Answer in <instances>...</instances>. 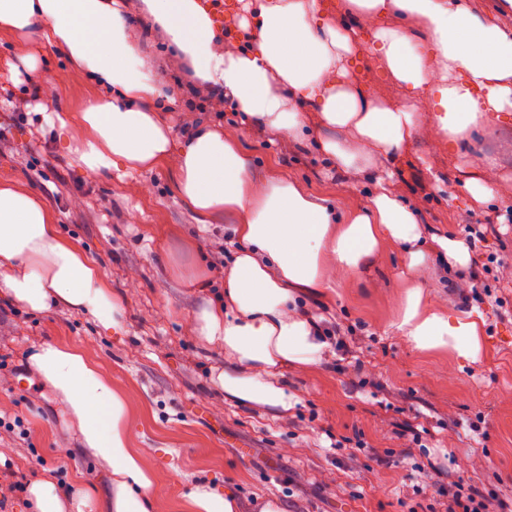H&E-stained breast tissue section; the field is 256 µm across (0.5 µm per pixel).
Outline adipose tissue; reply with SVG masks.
I'll use <instances>...</instances> for the list:
<instances>
[{
	"mask_svg": "<svg viewBox=\"0 0 512 512\" xmlns=\"http://www.w3.org/2000/svg\"><path fill=\"white\" fill-rule=\"evenodd\" d=\"M154 36L174 46L189 85L232 102L238 127L200 126L174 143L156 103L163 95L117 0H0V29L19 34L13 51L27 72L38 69L32 39L61 51L105 96L85 108L77 127L55 121L42 102L36 114L59 139L81 137L80 162L93 175L153 169L176 159L175 188L200 220L228 212L242 247L224 272V302L202 308L195 331L224 351L214 384L244 405L288 412L297 404L285 369L320 366L329 343L298 308L300 292L323 294L341 275L361 271L390 243L404 253V298L390 329L423 353L477 362L486 333L481 314L432 303L419 280L428 260L425 232L376 159L416 136L447 137L455 149L491 113L512 112V30L468 0H349L329 16L320 0H244L233 25L219 29L202 0H143ZM395 15L401 23L383 25ZM371 30L369 50L360 34ZM403 91L400 103L374 96L357 76L364 53ZM428 95L434 123L419 126L416 100ZM318 113L319 149L336 171L370 183L364 202L345 217L325 194L300 180H257L241 142L245 125L271 139H308L302 115ZM0 261L18 264L0 289L33 312L62 304L119 328L121 308L96 263L59 233L54 214L35 197L0 186ZM30 360L62 397L82 442L111 469L114 492L64 505L58 480L44 471L28 494L36 512H150L155 477L130 448L125 399L98 363L75 347L40 345Z\"/></svg>",
	"mask_w": 512,
	"mask_h": 512,
	"instance_id": "ef3b65f1",
	"label": "adipose tissue"
}]
</instances>
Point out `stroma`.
Instances as JSON below:
<instances>
[{
    "label": "stroma",
    "instance_id": "obj_1",
    "mask_svg": "<svg viewBox=\"0 0 512 512\" xmlns=\"http://www.w3.org/2000/svg\"><path fill=\"white\" fill-rule=\"evenodd\" d=\"M141 50L173 92L159 105L175 139L183 137L181 112L189 104L198 123L237 125L232 104L218 119L182 90L184 72L165 43L145 40ZM32 51L38 84L76 123L95 91L60 52L38 41ZM303 120L310 132L303 146L283 148L244 128L252 175L300 179L331 195L342 212L359 205L368 183L324 160L318 113ZM0 127L10 139L0 155V184L16 185L54 213L62 237L85 251L120 294L123 312L121 328L107 330L90 314L66 306L33 312L0 291V418L13 424L25 449L13 464L27 481L50 469L75 493L111 491L109 466L85 447L63 402L30 363L32 349L51 342L104 364L107 384L127 402L130 445L157 476L156 512H192L187 493L197 483L233 491L239 512H261L269 500L283 512H428L439 485L481 487L492 471L503 477L498 497L512 499V319L499 315L512 310V292L502 291L504 306L473 305L449 294L448 269L429 260L420 274L428 297L449 308H478L486 336L475 363L421 354L388 328L402 298L403 258L385 246L360 274L343 276L336 292L304 298L306 309L359 336L362 370L340 373L327 363L289 369L284 383L298 403L288 414L243 405L213 386L224 354L193 328L196 314L224 291L210 250L220 242L233 252L234 215L198 223L174 190L173 167L93 176L49 128L36 143L29 125L1 113ZM488 159L496 164L493 198L478 203L462 188L458 169ZM383 166L433 232L460 236L465 225L498 212L487 235L496 256L492 274L512 279V112L476 127L463 148L411 140ZM177 265L203 280L187 283L174 273Z\"/></svg>",
    "mask_w": 512,
    "mask_h": 512
}]
</instances>
